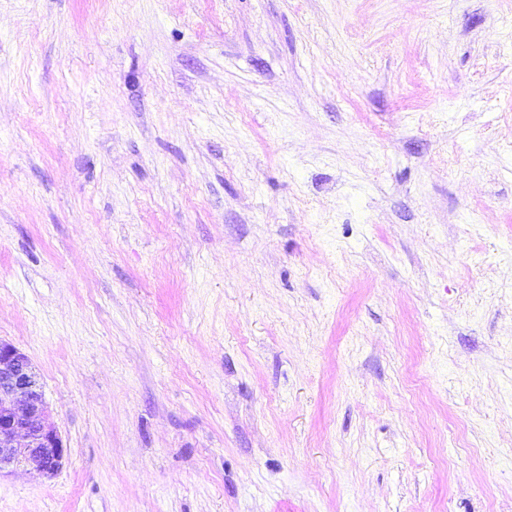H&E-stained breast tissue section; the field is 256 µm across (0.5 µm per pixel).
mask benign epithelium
Segmentation results:
<instances>
[{
	"label": "benign epithelium",
	"mask_w": 512,
	"mask_h": 512,
	"mask_svg": "<svg viewBox=\"0 0 512 512\" xmlns=\"http://www.w3.org/2000/svg\"><path fill=\"white\" fill-rule=\"evenodd\" d=\"M66 448L48 422L42 385L28 356L0 339V472L26 464L51 478L63 466Z\"/></svg>",
	"instance_id": "obj_1"
}]
</instances>
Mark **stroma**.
<instances>
[{
  "label": "stroma",
  "instance_id": "35a3bbf8",
  "mask_svg": "<svg viewBox=\"0 0 512 512\" xmlns=\"http://www.w3.org/2000/svg\"><path fill=\"white\" fill-rule=\"evenodd\" d=\"M0 339V512H512V0H0ZM65 454L60 435L48 422L42 385L30 359L0 339V472L26 464L38 476L51 478L62 468Z\"/></svg>",
  "mask_w": 512,
  "mask_h": 512
}]
</instances>
